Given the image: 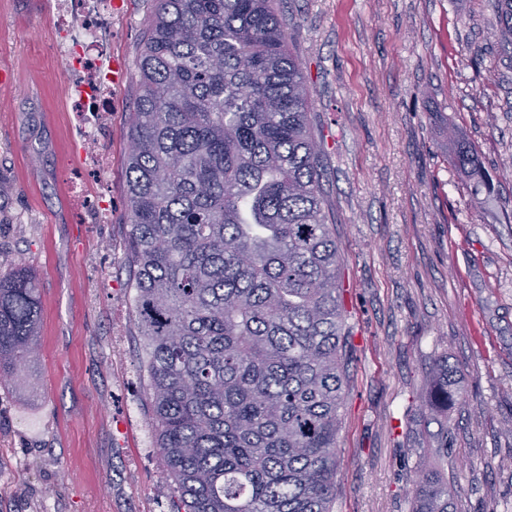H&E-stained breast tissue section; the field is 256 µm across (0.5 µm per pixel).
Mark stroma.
<instances>
[{
  "mask_svg": "<svg viewBox=\"0 0 512 512\" xmlns=\"http://www.w3.org/2000/svg\"><path fill=\"white\" fill-rule=\"evenodd\" d=\"M92 133L58 0H0V271L39 281L36 353L0 383V512H172L125 264L126 131L154 0H117ZM312 90L351 355L334 512H410L448 450L456 512H512V53L490 0H277ZM492 178L471 205L446 124ZM455 367L447 411L428 370Z\"/></svg>",
  "mask_w": 512,
  "mask_h": 512,
  "instance_id": "1",
  "label": "stroma"
}]
</instances>
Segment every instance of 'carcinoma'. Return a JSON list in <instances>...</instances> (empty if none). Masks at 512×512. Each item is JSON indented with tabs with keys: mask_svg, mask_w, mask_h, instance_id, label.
<instances>
[{
	"mask_svg": "<svg viewBox=\"0 0 512 512\" xmlns=\"http://www.w3.org/2000/svg\"><path fill=\"white\" fill-rule=\"evenodd\" d=\"M512 45V0H492ZM126 131V265L174 512H334L349 336L311 92L274 0H155ZM453 165L487 188L476 147ZM36 273H0V379L30 361ZM454 367L433 365L448 408ZM440 459L412 512H454Z\"/></svg>",
	"mask_w": 512,
	"mask_h": 512,
	"instance_id": "carcinoma-1",
	"label": "carcinoma"
}]
</instances>
